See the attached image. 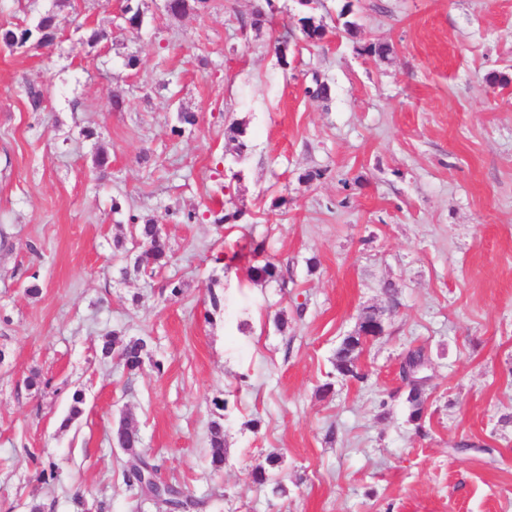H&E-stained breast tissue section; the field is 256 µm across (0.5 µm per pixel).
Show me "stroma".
I'll list each match as a JSON object with an SVG mask.
<instances>
[{"mask_svg":"<svg viewBox=\"0 0 512 512\" xmlns=\"http://www.w3.org/2000/svg\"><path fill=\"white\" fill-rule=\"evenodd\" d=\"M269 1L275 24L252 29ZM123 4L0 0L2 27L48 9L57 26L48 47L0 46V512H168L124 479L126 417L205 512H512V0H138L137 31ZM133 214L172 254L150 277L113 247ZM251 243L281 280L224 267ZM366 311L385 331L364 380L339 378ZM114 333L147 340L140 371L101 358ZM273 454L278 491L253 478ZM209 457L215 467L224 464V427L217 421L209 427Z\"/></svg>","mask_w":512,"mask_h":512,"instance_id":"35a3bbf8","label":"stroma"}]
</instances>
